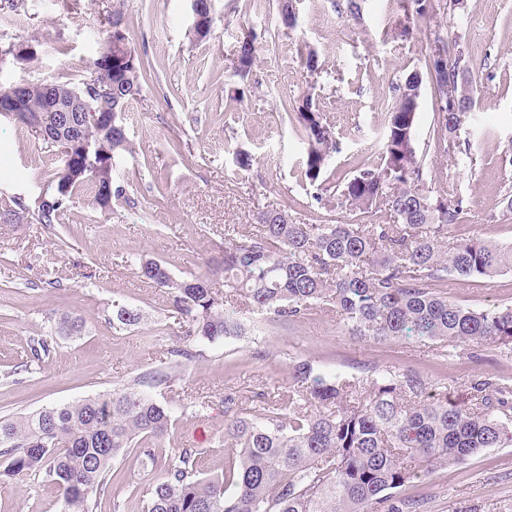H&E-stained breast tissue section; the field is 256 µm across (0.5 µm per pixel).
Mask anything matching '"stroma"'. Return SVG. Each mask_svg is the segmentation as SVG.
I'll list each match as a JSON object with an SVG mask.
<instances>
[{"label":"stroma","instance_id":"1","mask_svg":"<svg viewBox=\"0 0 512 512\" xmlns=\"http://www.w3.org/2000/svg\"><path fill=\"white\" fill-rule=\"evenodd\" d=\"M342 0H292L297 25L284 33L280 0H214L217 22L207 39L190 34V0H0V45H35L34 61L0 70L4 83L58 80L81 83L104 38L105 19L119 8L137 50L147 51L158 81L145 87L125 112L132 153L118 160L128 202L112 212L85 194L63 223L0 224V416H19L112 391L143 373L161 369L171 387L152 396L170 406L175 421L170 448H197L206 473L224 468L215 440L224 433V396L234 393L255 407L257 393L287 391L288 367L310 361L325 373L363 376L378 369L420 374L448 389L451 401H468L480 378L512 379V354L494 344L460 345L412 336L401 340L350 335L335 312L324 309L288 325L274 326L242 313L243 334L198 340V358L177 367L166 351L181 328L163 290L137 277L138 257L164 261L173 277L204 274L222 287L224 227L249 232L259 210L285 209L306 224H382L383 210L367 213L319 209L313 187L297 175L307 144L281 107L283 98L311 94L336 132L337 150L323 174L337 190L343 178L377 161L403 74L422 69L430 37L464 51L467 76L478 88L477 104L458 132L461 149L444 153L433 141L435 97L423 84L417 111V150L431 172L432 195L462 200L449 240L480 238L512 244V213L501 201L512 193V0H434L428 14L406 20L399 0H362L359 17L346 15ZM259 46L256 65L240 76L232 62L241 30ZM319 57L308 72L300 51ZM243 93L238 105L227 102ZM17 124L0 118V198L30 200L44 194L60 160ZM179 142L181 153L169 145ZM253 157L250 169L233 161L234 149ZM165 201L146 202L157 191ZM448 299L462 306L512 305V271L493 281L448 280ZM140 313L139 324L113 329L118 307ZM80 319L78 336H61L63 315ZM45 337L48 355L33 358V339ZM158 467L131 451L113 466L96 512H144L130 484L146 486ZM403 497L418 512H459L471 507L512 512V446L487 448L464 463L413 480ZM0 512H59L58 494L42 474L0 476Z\"/></svg>","mask_w":512,"mask_h":512}]
</instances>
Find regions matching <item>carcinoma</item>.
I'll use <instances>...</instances> for the list:
<instances>
[{
  "label": "carcinoma",
  "instance_id": "1",
  "mask_svg": "<svg viewBox=\"0 0 512 512\" xmlns=\"http://www.w3.org/2000/svg\"><path fill=\"white\" fill-rule=\"evenodd\" d=\"M204 17L195 37L210 36L213 4L200 6ZM256 36L243 34L235 70L245 76L257 61ZM126 58L112 75V91L93 84L94 72L77 87L58 81L0 85V96L19 88L29 118L16 120L27 133L44 125V140L60 157L50 179L53 191L40 206L19 197L0 200V223L27 217L34 224H59L85 190L94 191L102 210L125 198L112 183L111 199L100 198L98 182L105 161L132 151L123 122L128 104L154 82L146 54L129 36L112 38L107 30L97 57ZM436 46L424 61V74L454 82L456 68L440 71ZM32 50L13 43L0 47V70L28 61ZM423 84L411 72L393 87L386 136L378 162L346 180L337 196H322L321 176L336 151L335 131L306 94L281 102L299 123L308 147L300 178L320 190L324 207L367 212L385 210V224H303L286 210H263L258 231L228 227L224 234V293L208 277L174 278L165 263L134 262L140 277L166 290L182 324V337L167 349L170 363L196 359L194 342L237 336L244 331L235 304L242 299L252 313L273 325H288L329 305L350 334L380 340L414 333L445 343H495L512 349V305L489 309L462 307L448 300V276L492 281L512 271V245L478 238L446 241L458 222L461 201L426 193L429 170L417 154V113L407 91ZM67 90L101 113H117L112 125L88 123L84 113L48 112L46 98ZM464 115L438 98L437 137L442 150L456 137ZM88 150L84 156L82 150ZM288 394L277 400L259 397L260 415L248 411L236 395H224V471L204 475L199 452L181 448L159 451L172 424L171 408L142 387L169 383L168 375L150 373L130 386L64 406L45 407L23 416L0 419V473L44 474L58 492L59 512H94L112 464L131 449L161 477L145 490L147 512H413L415 504L398 497L403 486L423 474L464 462L485 448L512 444V383L484 378L471 383L467 406L448 401V389L430 393L418 374L375 370L364 378L341 377L301 360L289 367Z\"/></svg>",
  "mask_w": 512,
  "mask_h": 512
}]
</instances>
